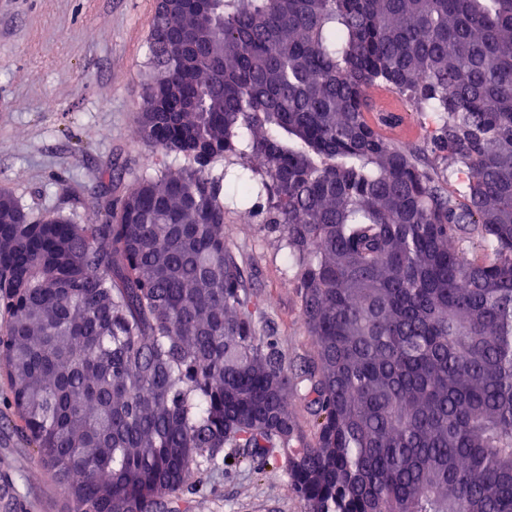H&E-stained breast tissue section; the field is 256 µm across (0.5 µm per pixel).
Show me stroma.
<instances>
[{
  "instance_id": "1",
  "label": "stroma",
  "mask_w": 512,
  "mask_h": 512,
  "mask_svg": "<svg viewBox=\"0 0 512 512\" xmlns=\"http://www.w3.org/2000/svg\"><path fill=\"white\" fill-rule=\"evenodd\" d=\"M158 0H0V188L31 218L91 222L96 203L181 165L142 140L137 111L153 75L148 34ZM228 246L262 299L260 324L295 364L310 360L296 269L271 224L227 203ZM0 375V487L15 512H68L4 398ZM194 512H305L282 470L259 460L209 467Z\"/></svg>"
}]
</instances>
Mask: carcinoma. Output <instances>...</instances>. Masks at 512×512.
<instances>
[{
    "label": "carcinoma",
    "mask_w": 512,
    "mask_h": 512,
    "mask_svg": "<svg viewBox=\"0 0 512 512\" xmlns=\"http://www.w3.org/2000/svg\"><path fill=\"white\" fill-rule=\"evenodd\" d=\"M148 44L139 132L181 168L90 224L0 191L6 404L69 512H189L226 448L306 512H512V0H160ZM378 85L442 115L462 188L364 122ZM221 160L299 267L295 371L227 247Z\"/></svg>",
    "instance_id": "obj_1"
}]
</instances>
